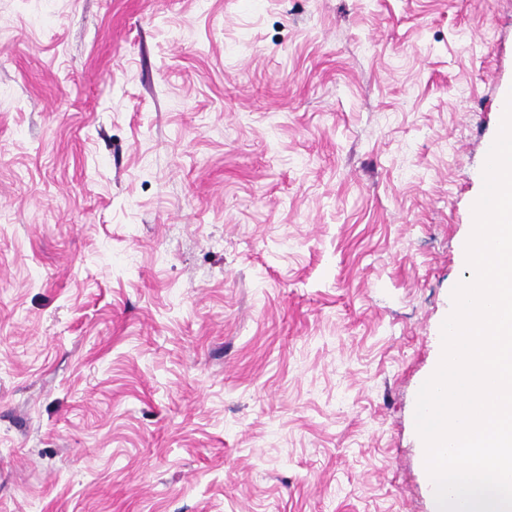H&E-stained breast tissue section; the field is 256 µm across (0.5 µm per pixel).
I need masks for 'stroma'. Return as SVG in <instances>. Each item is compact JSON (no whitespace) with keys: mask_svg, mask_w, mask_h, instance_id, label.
I'll return each mask as SVG.
<instances>
[{"mask_svg":"<svg viewBox=\"0 0 512 512\" xmlns=\"http://www.w3.org/2000/svg\"><path fill=\"white\" fill-rule=\"evenodd\" d=\"M512 0H0V512H436Z\"/></svg>","mask_w":512,"mask_h":512,"instance_id":"35a3bbf8","label":"stroma"}]
</instances>
